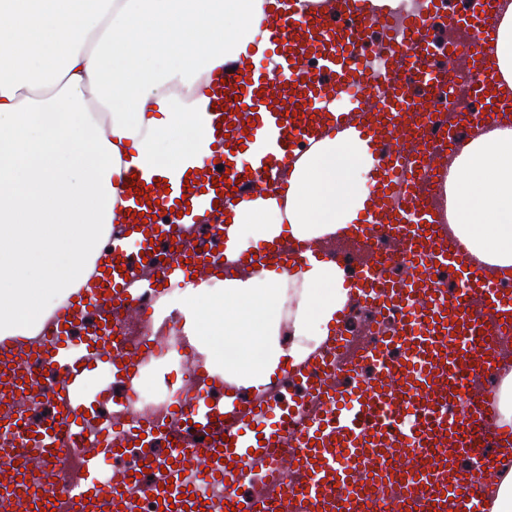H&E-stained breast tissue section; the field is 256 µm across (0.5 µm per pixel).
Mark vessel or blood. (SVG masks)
Segmentation results:
<instances>
[{
    "label": "vessel or blood",
    "instance_id": "obj_1",
    "mask_svg": "<svg viewBox=\"0 0 512 512\" xmlns=\"http://www.w3.org/2000/svg\"><path fill=\"white\" fill-rule=\"evenodd\" d=\"M335 12L321 14L270 0L273 17L267 26V54L276 56L274 70L250 69L227 63L223 79L206 95L208 107L202 124L211 154L188 180H163L162 170L129 164L124 170L126 192L122 234L108 239L114 260L99 286L79 289L67 303L69 319L79 320L90 308L101 315L136 309L144 291L178 276L191 277L207 267L214 274L235 277L243 268L269 264L291 268L318 256L316 246L295 239L277 246L260 245L236 258L213 259L206 240L193 232L223 226L228 202L259 192H273L281 172L307 148L322 129L341 131L355 126L360 137L381 141L382 175L376 208L367 212L355 237L367 240L383 234L400 244L399 258L414 265L413 277L400 280L384 275L379 257L364 262L349 285L359 301L382 310L397 309L403 316L392 334L358 348L344 366L353 374L370 365L371 380L363 385L326 386L322 376L332 354L343 352L349 341L335 332L325 352L285 372L308 384L321 405L312 419L283 411L272 431L251 436L252 424L267 419L264 393L242 399L227 395V408H213L204 395L179 402L176 416L196 426L205 441L198 448L171 433L158 419H137L112 425L104 422L98 434L86 438L78 410L91 378L98 371L115 376L133 388L140 375L141 357L125 351L110 334L74 340L66 320H53L44 333L48 347H32L27 339L0 340V390L5 385L26 387L27 374L20 359H38L53 378L56 408L52 417L31 427L21 453L39 475L0 469V512H41L29 501L18 500L16 481H34L36 487L62 499H88L89 512H131L125 485L100 475L106 458L136 452L154 483L140 489V497L172 499L173 512H271L266 497L240 494L233 476L253 462L265 464L271 485L282 483L283 470L303 475L289 490L291 512H362L355 495V473L371 465L373 477L396 476L400 485L380 512H404L416 489L433 490L436 512H486L479 486L464 484L456 475L462 460L478 459L485 473H493L494 447L512 441L498 426L490 391H473L474 379L492 371L497 358L483 348L490 331L512 332V293L504 275L487 276L465 248L449 239L439 211L422 204L418 188L436 180L441 160L427 146L404 166L403 146L408 138L409 115L420 116L423 106L411 99L399 80V70L411 66L419 82L434 79L428 65L431 33L429 12L440 0H429L428 12L414 11L387 24V52L378 67L362 57L370 17L355 13L351 0H334ZM459 27L475 38L470 65L477 74L471 88L480 110L463 114L473 127L488 119L512 117V103H500L493 94L494 64L487 48L497 37L488 17L487 0H471L469 11L457 17ZM351 98L349 112H328L321 102L325 91ZM228 172H221V165ZM185 248L171 252L176 238ZM146 260L156 272L149 285L134 273V260ZM451 269L459 279V294L435 295L430 272ZM434 448L440 466L415 465L417 449ZM81 456L80 483L41 469L42 459ZM190 479H183V472ZM225 479L224 499L209 502L202 487ZM192 487L195 498L182 494Z\"/></svg>",
    "mask_w": 512,
    "mask_h": 512
}]
</instances>
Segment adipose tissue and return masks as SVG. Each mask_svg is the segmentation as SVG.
Returning <instances> with one entry per match:
<instances>
[{
  "label": "adipose tissue",
  "mask_w": 512,
  "mask_h": 512,
  "mask_svg": "<svg viewBox=\"0 0 512 512\" xmlns=\"http://www.w3.org/2000/svg\"><path fill=\"white\" fill-rule=\"evenodd\" d=\"M265 0H0V339L39 335L86 283L125 195L126 158L175 173L203 165L207 79L265 56ZM494 56L512 89V0ZM378 159L355 129L328 131L277 195L231 205L227 254L276 238L323 257L286 271L189 279L166 293L210 375L256 389L301 363L353 301L333 246L351 242ZM441 212L488 274L512 269V125L474 129L448 167Z\"/></svg>",
  "instance_id": "adipose-tissue-1"
}]
</instances>
